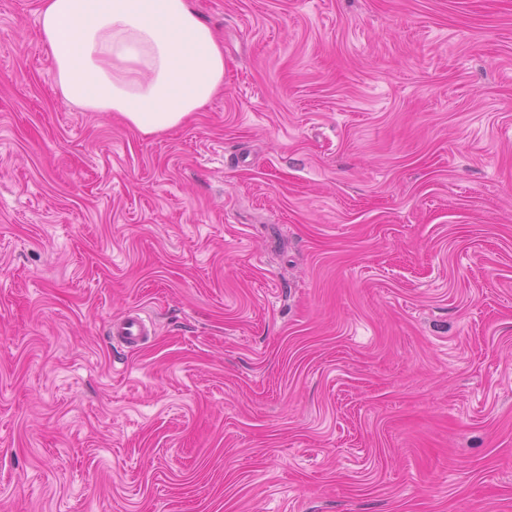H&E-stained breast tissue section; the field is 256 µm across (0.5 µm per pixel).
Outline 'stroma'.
<instances>
[{
    "instance_id": "stroma-1",
    "label": "stroma",
    "mask_w": 512,
    "mask_h": 512,
    "mask_svg": "<svg viewBox=\"0 0 512 512\" xmlns=\"http://www.w3.org/2000/svg\"><path fill=\"white\" fill-rule=\"evenodd\" d=\"M191 4L145 136L0 0V512H512V0ZM109 334L118 343L135 347L148 335V327L145 319L139 314H129L119 321L112 322Z\"/></svg>"
}]
</instances>
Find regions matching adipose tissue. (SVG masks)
<instances>
[{
    "label": "adipose tissue",
    "instance_id": "1",
    "mask_svg": "<svg viewBox=\"0 0 512 512\" xmlns=\"http://www.w3.org/2000/svg\"><path fill=\"white\" fill-rule=\"evenodd\" d=\"M62 96L144 135L175 129L224 85V51L190 0H40Z\"/></svg>",
    "mask_w": 512,
    "mask_h": 512
}]
</instances>
